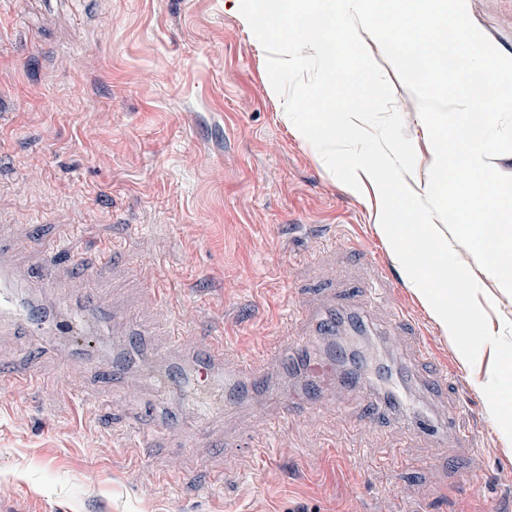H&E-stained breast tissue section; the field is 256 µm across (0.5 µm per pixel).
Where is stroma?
Wrapping results in <instances>:
<instances>
[{
  "label": "stroma",
  "mask_w": 512,
  "mask_h": 512,
  "mask_svg": "<svg viewBox=\"0 0 512 512\" xmlns=\"http://www.w3.org/2000/svg\"><path fill=\"white\" fill-rule=\"evenodd\" d=\"M467 11L512 53V0H467ZM364 42L415 147L407 180L425 183L431 143L416 101L378 43ZM268 82L262 45L225 0L0 8V263L25 277L63 262L54 243L66 236V294L97 279L105 304L144 330L145 372L161 377L219 330L225 375L248 361L270 386L203 415L183 387L160 400L134 374L123 399L95 370L122 353L97 327L41 351L0 325V512H512V440L482 393L493 351L463 367L406 283L379 198L321 165ZM457 253L501 333L512 296ZM153 283L168 289L165 309ZM171 316L183 322L179 348ZM295 338L304 349L278 359ZM417 340L431 358L406 363L398 347ZM340 348V386L313 413L282 417L278 394L314 392L310 363ZM17 369L35 385L16 387ZM420 374L439 379L436 393ZM375 397L435 418L462 405L460 430L436 439L370 423ZM172 418L181 432L164 430ZM267 441L265 460L256 450Z\"/></svg>",
  "instance_id": "1"
}]
</instances>
